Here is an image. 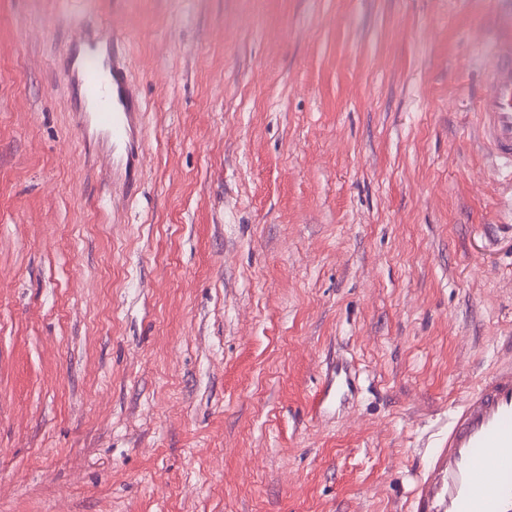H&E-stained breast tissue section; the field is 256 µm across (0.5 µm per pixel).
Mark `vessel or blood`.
I'll use <instances>...</instances> for the list:
<instances>
[{
	"instance_id": "vessel-or-blood-1",
	"label": "vessel or blood",
	"mask_w": 512,
	"mask_h": 512,
	"mask_svg": "<svg viewBox=\"0 0 512 512\" xmlns=\"http://www.w3.org/2000/svg\"><path fill=\"white\" fill-rule=\"evenodd\" d=\"M113 39L108 26L77 28L71 41L83 53L63 76L80 83L97 106L74 113L75 123L111 142L112 162L123 165L124 179L133 186L141 179L143 151L139 97L124 56L113 54L104 76L95 54L101 41ZM476 108L483 142L512 166V43L499 48L486 71ZM416 512H512V362L482 379L454 411L447 444L426 475Z\"/></svg>"
}]
</instances>
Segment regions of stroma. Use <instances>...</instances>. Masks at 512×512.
I'll list each match as a JSON object with an SVG mask.
<instances>
[{
  "instance_id": "stroma-1",
  "label": "stroma",
  "mask_w": 512,
  "mask_h": 512,
  "mask_svg": "<svg viewBox=\"0 0 512 512\" xmlns=\"http://www.w3.org/2000/svg\"><path fill=\"white\" fill-rule=\"evenodd\" d=\"M105 21L130 197L61 76ZM509 37L512 0H0V512H410L512 359L472 109Z\"/></svg>"
}]
</instances>
